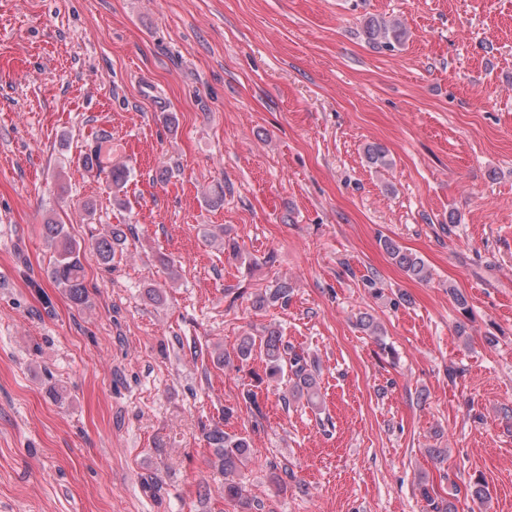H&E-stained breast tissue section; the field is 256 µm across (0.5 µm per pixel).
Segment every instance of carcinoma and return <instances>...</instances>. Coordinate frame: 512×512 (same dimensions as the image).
<instances>
[{"instance_id":"carcinoma-1","label":"carcinoma","mask_w":512,"mask_h":512,"mask_svg":"<svg viewBox=\"0 0 512 512\" xmlns=\"http://www.w3.org/2000/svg\"><path fill=\"white\" fill-rule=\"evenodd\" d=\"M363 29L368 43L376 49L392 51L407 38V31L400 22H387L374 16L366 18ZM365 155L368 163L377 167H386L390 164L386 149L379 144L367 145ZM43 236L51 243L56 254L50 272L52 280L65 289L74 304H82L88 294L84 266L86 253L82 243L68 232L65 225L56 221H49L43 225ZM126 238V232L121 225H115L110 234L92 243L91 252L99 264L108 267ZM381 244L390 259L408 277L419 281L430 278L426 264L420 256L400 247L389 238L383 239ZM291 288V283L282 279L268 292L256 296L254 304L261 308L269 301L286 303ZM255 351L263 356L270 378L277 381L287 379L288 384L281 394L284 404H289L292 399L303 398L307 404L317 405L320 396L318 365L295 350L277 328H268L261 336H241L231 354L217 346L210 352V357L217 366L237 370L239 364L248 360ZM206 441L211 449L212 465L224 475V498L238 503L242 507V512H259L261 504L248 496L240 481L242 468L252 460L249 440L241 435L229 434L224 428L215 425L208 430ZM418 490L429 502L433 512H455V505L452 502H439L434 499L423 477L418 482ZM466 496L484 505L489 501L491 494L483 480L477 479L466 486Z\"/></svg>"}]
</instances>
